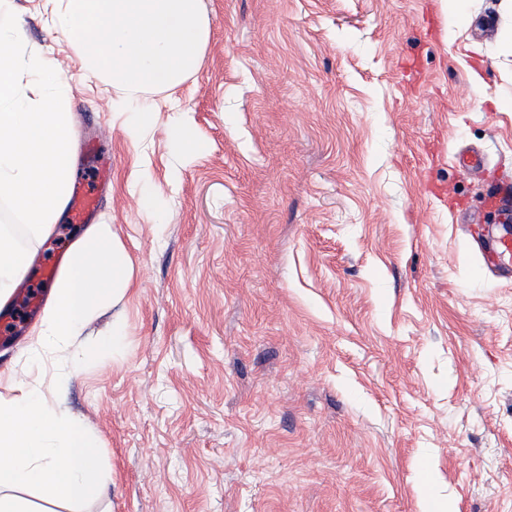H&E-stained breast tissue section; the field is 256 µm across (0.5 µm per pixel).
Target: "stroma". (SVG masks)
I'll return each mask as SVG.
<instances>
[{
	"instance_id": "obj_1",
	"label": "stroma",
	"mask_w": 512,
	"mask_h": 512,
	"mask_svg": "<svg viewBox=\"0 0 512 512\" xmlns=\"http://www.w3.org/2000/svg\"><path fill=\"white\" fill-rule=\"evenodd\" d=\"M202 5L199 70L142 95L133 142L44 0H14L97 144L76 180L110 167L90 221L134 266L81 338L122 321L111 357L44 377L110 474L84 512H512V278L465 230L496 223L484 198L512 174L500 0L453 34L444 0ZM182 112L204 150L170 146ZM140 160L154 209L127 192ZM77 230L60 220L23 292Z\"/></svg>"
}]
</instances>
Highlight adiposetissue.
I'll return each mask as SVG.
<instances>
[{"instance_id": "1", "label": "adipose tissue", "mask_w": 512, "mask_h": 512, "mask_svg": "<svg viewBox=\"0 0 512 512\" xmlns=\"http://www.w3.org/2000/svg\"><path fill=\"white\" fill-rule=\"evenodd\" d=\"M79 133L54 61L28 51L21 25H0V201L16 223L0 226V307L29 273L61 219L76 170ZM134 270L108 224L85 228L10 371L18 396L0 400V512H63L99 499L108 474L80 417L48 396L39 366L69 379L107 356L120 328L92 346L78 342L88 321L120 303ZM37 490L38 502L25 493Z\"/></svg>"}]
</instances>
